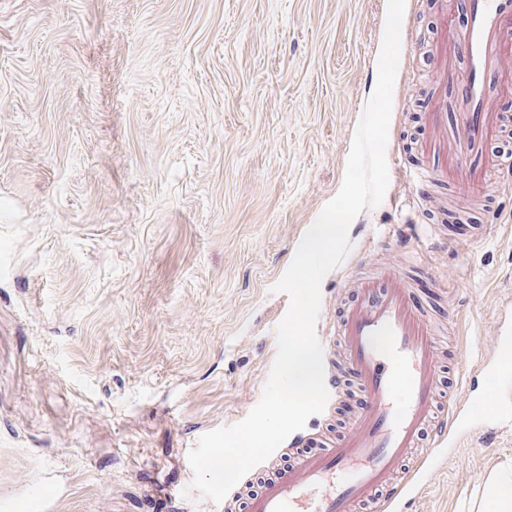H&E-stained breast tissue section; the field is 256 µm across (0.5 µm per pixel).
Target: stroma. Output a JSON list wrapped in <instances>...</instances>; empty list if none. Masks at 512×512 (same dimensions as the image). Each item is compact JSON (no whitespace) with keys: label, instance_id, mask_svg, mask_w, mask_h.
<instances>
[{"label":"stroma","instance_id":"stroma-1","mask_svg":"<svg viewBox=\"0 0 512 512\" xmlns=\"http://www.w3.org/2000/svg\"><path fill=\"white\" fill-rule=\"evenodd\" d=\"M386 17L387 0H0V512H213L188 454L264 392L289 307L276 286L341 188ZM447 24L463 32L459 0H406L388 163L431 134ZM485 185L466 221L487 232L452 241L448 185L390 174L321 284L320 335L390 226L417 223L438 405L472 427L416 464L409 512H487L512 472V418L484 417L512 395V356L488 352L512 331V180ZM364 404L310 417L303 449Z\"/></svg>","mask_w":512,"mask_h":512}]
</instances>
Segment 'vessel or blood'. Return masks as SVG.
Here are the masks:
<instances>
[{"instance_id":"1","label":"vessel or blood","mask_w":512,"mask_h":512,"mask_svg":"<svg viewBox=\"0 0 512 512\" xmlns=\"http://www.w3.org/2000/svg\"><path fill=\"white\" fill-rule=\"evenodd\" d=\"M460 41L468 59L456 113L448 111V68L434 70L433 129L421 149L419 178L449 183L457 191L478 188L483 173L499 167L486 145L496 127L485 76L498 70L512 79V0H469V25ZM405 254L388 249L375 276L361 282L357 298L337 319L344 363L324 350L325 382L340 392L353 376L367 401L353 427L321 452L299 451V438L286 450L290 464L273 468L260 489L247 497L245 512H387L411 487L402 466L422 437L436 448L455 447L467 432L459 409L437 414L440 369L435 330L414 301Z\"/></svg>"}]
</instances>
